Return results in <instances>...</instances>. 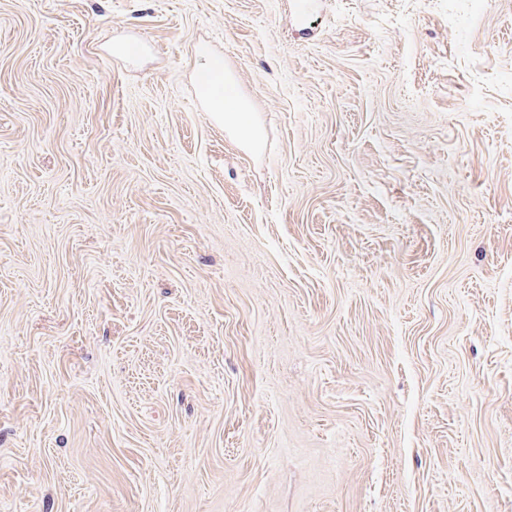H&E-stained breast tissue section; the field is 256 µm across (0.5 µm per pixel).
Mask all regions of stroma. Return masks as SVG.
I'll return each mask as SVG.
<instances>
[{"label": "stroma", "instance_id": "1", "mask_svg": "<svg viewBox=\"0 0 512 512\" xmlns=\"http://www.w3.org/2000/svg\"><path fill=\"white\" fill-rule=\"evenodd\" d=\"M0 512H512V0H0ZM196 77L216 120L236 132L251 146L257 147L260 141L259 129L251 120L250 112H246L232 94L224 91V59L204 55Z\"/></svg>", "mask_w": 512, "mask_h": 512}]
</instances>
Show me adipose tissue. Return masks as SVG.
Returning a JSON list of instances; mask_svg holds the SVG:
<instances>
[{
  "label": "adipose tissue",
  "instance_id": "ef3b65f1",
  "mask_svg": "<svg viewBox=\"0 0 512 512\" xmlns=\"http://www.w3.org/2000/svg\"><path fill=\"white\" fill-rule=\"evenodd\" d=\"M196 77L216 120L236 132L251 146H258L260 141L258 127L251 120L244 106L224 90L223 58L204 56Z\"/></svg>",
  "mask_w": 512,
  "mask_h": 512
}]
</instances>
